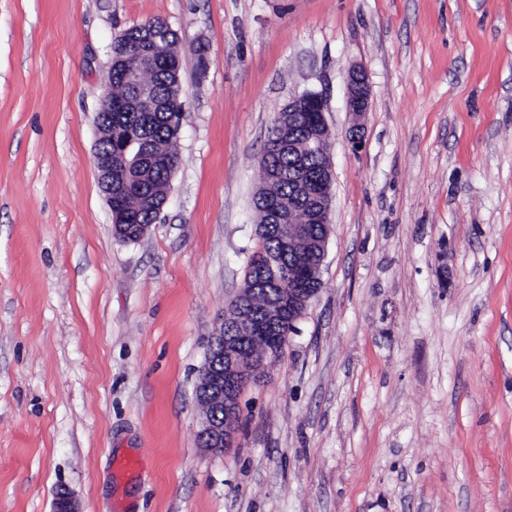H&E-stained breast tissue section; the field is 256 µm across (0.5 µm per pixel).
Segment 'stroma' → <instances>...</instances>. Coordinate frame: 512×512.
<instances>
[{
    "label": "stroma",
    "mask_w": 512,
    "mask_h": 512,
    "mask_svg": "<svg viewBox=\"0 0 512 512\" xmlns=\"http://www.w3.org/2000/svg\"><path fill=\"white\" fill-rule=\"evenodd\" d=\"M153 18L181 164L123 242L94 120L113 40ZM306 91L332 133L322 287L209 454L195 389ZM62 486L80 512H512V0H0V512ZM370 106L371 88L368 76L360 66H351L346 75V107L356 121L350 131V141L355 149L362 138L363 127L359 121L367 115Z\"/></svg>",
    "instance_id": "1"
}]
</instances>
